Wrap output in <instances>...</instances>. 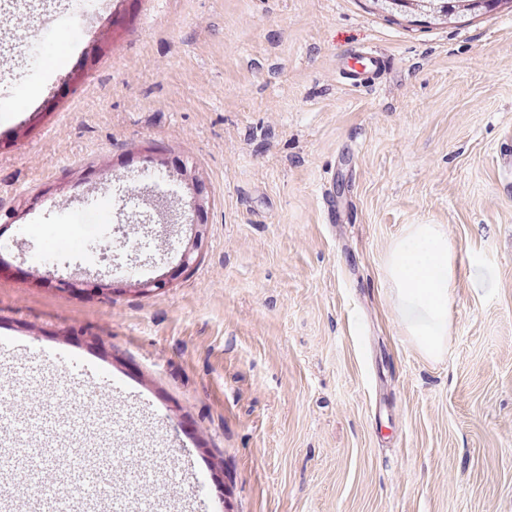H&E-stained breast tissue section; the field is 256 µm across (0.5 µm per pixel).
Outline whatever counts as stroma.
I'll return each mask as SVG.
<instances>
[{
    "mask_svg": "<svg viewBox=\"0 0 512 512\" xmlns=\"http://www.w3.org/2000/svg\"><path fill=\"white\" fill-rule=\"evenodd\" d=\"M109 2L82 51L50 30L54 63L0 74V336L38 351L12 364L25 388L95 405L117 447L178 441L197 512H512V0L463 24L370 0ZM362 48L389 65L356 88ZM148 162L182 218L138 276L19 258L32 224L93 234L83 190ZM411 224L457 254L433 356L385 273ZM98 367L122 387L94 393ZM194 236L181 252V270L188 271L196 264L204 241L207 238V224H193Z\"/></svg>",
    "mask_w": 512,
    "mask_h": 512,
    "instance_id": "1",
    "label": "stroma"
}]
</instances>
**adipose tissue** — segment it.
Masks as SVG:
<instances>
[{"label":"adipose tissue","instance_id":"adipose-tissue-1","mask_svg":"<svg viewBox=\"0 0 512 512\" xmlns=\"http://www.w3.org/2000/svg\"><path fill=\"white\" fill-rule=\"evenodd\" d=\"M456 269L455 251L437 224L409 225L390 250L387 272L399 319L425 353L446 342Z\"/></svg>","mask_w":512,"mask_h":512}]
</instances>
